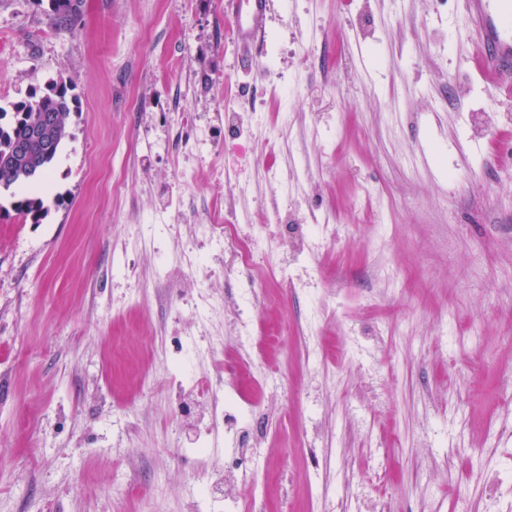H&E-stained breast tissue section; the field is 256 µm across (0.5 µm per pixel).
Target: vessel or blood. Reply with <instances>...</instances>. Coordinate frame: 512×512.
I'll use <instances>...</instances> for the list:
<instances>
[{
  "label": "vessel or blood",
  "mask_w": 512,
  "mask_h": 512,
  "mask_svg": "<svg viewBox=\"0 0 512 512\" xmlns=\"http://www.w3.org/2000/svg\"><path fill=\"white\" fill-rule=\"evenodd\" d=\"M233 33L243 47L260 46L270 0H232ZM468 20L479 35L477 67L500 101L512 100V0H466Z\"/></svg>",
  "instance_id": "b4317fda"
}]
</instances>
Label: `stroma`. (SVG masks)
I'll return each mask as SVG.
<instances>
[{
	"instance_id": "1",
	"label": "stroma",
	"mask_w": 512,
	"mask_h": 512,
	"mask_svg": "<svg viewBox=\"0 0 512 512\" xmlns=\"http://www.w3.org/2000/svg\"><path fill=\"white\" fill-rule=\"evenodd\" d=\"M224 2L83 0L67 31L0 0V106L79 102L49 217L0 214V512H482L512 463V112L462 0H271L249 53ZM216 201L285 223L261 284L198 239ZM244 317L274 330L245 473L166 371L183 344L210 377Z\"/></svg>"
}]
</instances>
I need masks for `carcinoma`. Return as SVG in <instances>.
<instances>
[{
	"label": "carcinoma",
	"mask_w": 512,
	"mask_h": 512,
	"mask_svg": "<svg viewBox=\"0 0 512 512\" xmlns=\"http://www.w3.org/2000/svg\"><path fill=\"white\" fill-rule=\"evenodd\" d=\"M49 17L55 28L70 30L79 16L82 0H49ZM78 100L64 85L52 80L42 94L12 104L8 112L0 107V186L24 188L47 177L67 137L66 121L78 111ZM11 209L23 223L41 224L50 208L37 193H23L11 202Z\"/></svg>",
	"instance_id": "obj_1"
}]
</instances>
